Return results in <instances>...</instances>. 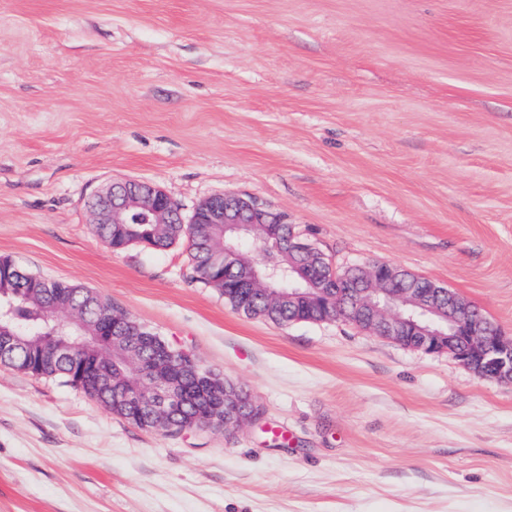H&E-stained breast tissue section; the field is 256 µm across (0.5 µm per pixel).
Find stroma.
I'll return each mask as SVG.
<instances>
[{
	"label": "stroma",
	"mask_w": 512,
	"mask_h": 512,
	"mask_svg": "<svg viewBox=\"0 0 512 512\" xmlns=\"http://www.w3.org/2000/svg\"><path fill=\"white\" fill-rule=\"evenodd\" d=\"M252 195L343 270L401 266L512 336V0H0V256L242 386L169 436L0 365V512H512V386L348 322L248 318L185 244L92 230L122 180Z\"/></svg>",
	"instance_id": "35a3bbf8"
}]
</instances>
